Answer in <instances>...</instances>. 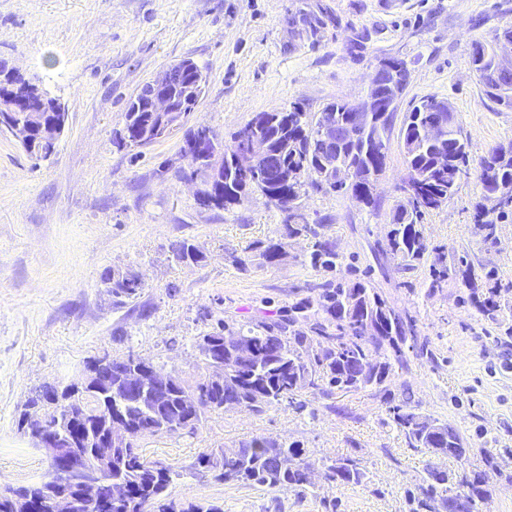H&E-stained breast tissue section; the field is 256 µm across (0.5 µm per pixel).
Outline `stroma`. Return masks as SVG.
Here are the masks:
<instances>
[{
	"mask_svg": "<svg viewBox=\"0 0 512 512\" xmlns=\"http://www.w3.org/2000/svg\"><path fill=\"white\" fill-rule=\"evenodd\" d=\"M512 23V0H0V61L36 79L68 114L55 154L32 157L0 130V489L45 479L50 462L18 428L31 394L76 385L87 360L135 354L193 381L198 342L217 322L270 319L328 279H362L414 335L406 363L383 388L305 394L254 413L210 414L195 431L145 436L140 453L171 466V496L224 512H408L405 492L430 466L452 476L480 472L477 512H512V216L492 240L474 230L480 161L512 141V109L488 100L471 68L473 41ZM191 59L208 83L186 128H212L225 148L256 113L301 103L359 102L381 61L406 62L410 83L394 114L386 168L369 208L345 192L300 199L344 265H305L308 242L289 240L288 258L238 269L233 258L256 240L278 239L282 213L262 194L244 205H200L187 181L183 136L145 147L123 143L130 99L176 61ZM448 101L468 142L469 174L451 200L427 211V250L409 261L386 235L406 203L400 128L420 98ZM186 239L203 262H177ZM476 278L494 272L497 312L472 303L456 257ZM445 273L432 287L434 270ZM144 282L133 298L113 296L105 271ZM408 400L454 425L470 453L454 459L407 447L389 413ZM255 435L296 440L312 452L304 491H271L216 480L198 467L208 449ZM493 454L495 466L483 463ZM355 459L361 485L329 481L325 460Z\"/></svg>",
	"mask_w": 512,
	"mask_h": 512,
	"instance_id": "35a3bbf8",
	"label": "stroma"
}]
</instances>
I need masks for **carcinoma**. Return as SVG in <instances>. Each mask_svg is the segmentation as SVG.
I'll use <instances>...</instances> for the list:
<instances>
[{
	"label": "carcinoma",
	"instance_id": "carcinoma-1",
	"mask_svg": "<svg viewBox=\"0 0 512 512\" xmlns=\"http://www.w3.org/2000/svg\"><path fill=\"white\" fill-rule=\"evenodd\" d=\"M500 47L512 49V23L506 24L492 44H472L470 63L477 77L493 63L491 51ZM385 82L375 93L382 100L393 96L392 89L403 94L409 71L401 60L382 63ZM24 82L28 87L31 109L44 108L60 111L55 99L39 91L18 70L0 61V104L14 92V84ZM207 76L195 65L191 69L175 67L167 92L181 119L194 111L205 91ZM435 97H425L415 105L405 119L401 139L406 178L415 182L425 203L411 199L399 206L387 233V244L394 253L414 261L425 250L420 221L427 205L434 199L452 197L460 177L466 173L468 154L461 128L454 113H448V124L443 139L429 142L422 137L424 126L439 118L433 111ZM321 113L307 112L295 102L283 112H259L246 123L252 133L269 142L272 160L288 169V182L273 178L262 170L242 173L233 165L228 153L221 150L214 163L224 167V191L212 197L208 206L228 209L240 206L249 199L256 186L280 211L285 213L280 239L257 240L245 247L243 255L234 262L247 269L254 261L259 265L274 264L280 260L284 240L296 236L311 239L310 266L315 270L332 272L342 266L335 243L320 231V225L307 222L299 207V199L312 188L317 191L351 192L366 205L374 203L372 175L386 164V156L375 150V140L388 138L390 115L380 116L378 138L360 136L345 141L341 146L342 163L354 170L347 182H332L323 176L324 165L320 146L314 139ZM161 121L155 112L134 111V102L126 109L123 140L132 146L144 147L156 142L153 129ZM448 156L442 165L439 158ZM479 180L483 192L499 195V205L488 209L480 204L475 212V229L490 239L496 224L512 213V141L491 148L481 164ZM174 257L182 263H199L204 255L196 246L179 240L172 245ZM144 283L127 277L112 278V294L131 298ZM309 322L311 335L288 334V327L298 320ZM412 324L376 291L363 282L325 281L312 289V295L291 305L279 318L262 321L252 327L235 328L224 323L201 337L212 345L211 353H201L203 371L194 384L179 381L178 385L161 392L156 398L158 411L148 410L119 391L121 373L126 359L112 361V402L86 387L79 388L72 401L79 403L93 416L103 418L107 411L122 417L127 425L129 439L122 449L112 451V471L103 475V481L126 488L121 512H223L216 504L183 506L170 498L169 488L176 473L169 467L149 462L138 452L137 440L145 436L167 433L158 414H166L184 422V428L196 430L206 415L222 413L230 406L252 408L260 413L273 405L301 403V397L310 387H327L339 391H355L367 387H381L397 367H403L402 345ZM222 359L232 380L220 384L210 380L211 360ZM41 404L43 424L53 423L62 414L63 406L42 399L37 390L26 406ZM392 420L403 433L409 448H428L439 454L460 457L456 441L459 431L447 422L423 415L404 401L390 407ZM198 466L216 473L226 483L259 486L268 490L304 488L311 484L309 451L297 441L289 442L276 436L256 435L241 440L230 448H214L198 458ZM363 472L356 460L339 458L327 464V479L340 483L359 484ZM448 471L429 468L415 489L406 491L409 512H475L476 501L486 495L482 475L474 472L448 487ZM54 492V485L41 480L17 490H0V512H15L17 503L33 497H45Z\"/></svg>",
	"mask_w": 512,
	"mask_h": 512
}]
</instances>
